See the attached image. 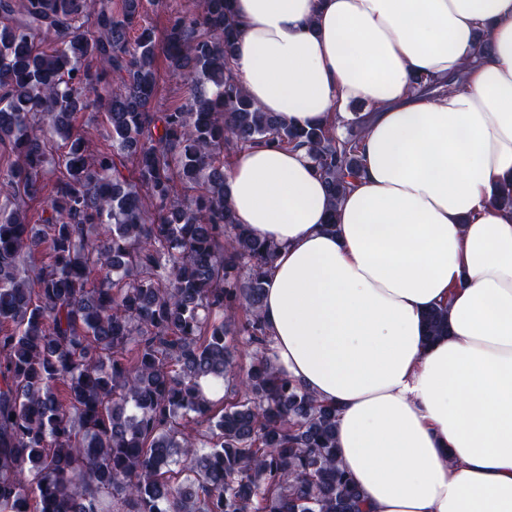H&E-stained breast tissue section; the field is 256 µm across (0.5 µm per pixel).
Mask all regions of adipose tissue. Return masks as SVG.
<instances>
[{
    "label": "adipose tissue",
    "mask_w": 512,
    "mask_h": 512,
    "mask_svg": "<svg viewBox=\"0 0 512 512\" xmlns=\"http://www.w3.org/2000/svg\"><path fill=\"white\" fill-rule=\"evenodd\" d=\"M233 8L235 69L263 111L305 127L372 110L338 204L302 149L255 147L226 172L238 222L277 245L273 361L336 407L367 512H512V210L492 199L512 184V0ZM416 75L445 87L414 91ZM438 306L448 334L430 342Z\"/></svg>",
    "instance_id": "1"
}]
</instances>
